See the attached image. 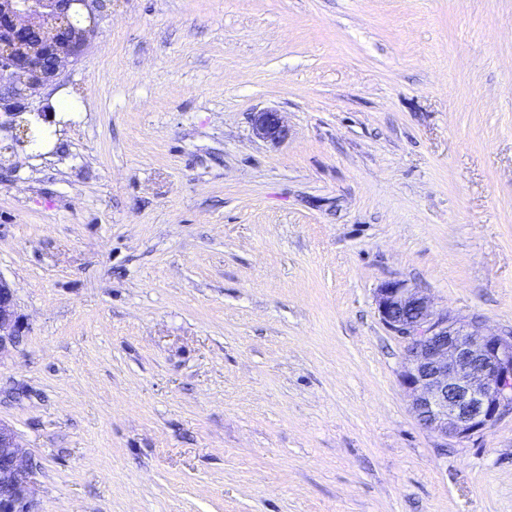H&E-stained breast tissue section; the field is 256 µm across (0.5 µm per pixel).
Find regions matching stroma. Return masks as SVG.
Instances as JSON below:
<instances>
[{
    "mask_svg": "<svg viewBox=\"0 0 512 512\" xmlns=\"http://www.w3.org/2000/svg\"><path fill=\"white\" fill-rule=\"evenodd\" d=\"M18 121L0 421L37 512H512V414L441 445L375 303L512 337V0H106ZM252 125L255 135L265 141L279 143L287 136V129L279 114L271 110L253 112ZM27 328L28 324L18 313L15 289L0 277V361L19 345Z\"/></svg>",
    "mask_w": 512,
    "mask_h": 512,
    "instance_id": "1",
    "label": "stroma"
}]
</instances>
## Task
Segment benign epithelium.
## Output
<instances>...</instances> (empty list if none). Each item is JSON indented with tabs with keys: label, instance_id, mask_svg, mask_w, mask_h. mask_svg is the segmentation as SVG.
Masks as SVG:
<instances>
[{
	"label": "benign epithelium",
	"instance_id": "7a95c632",
	"mask_svg": "<svg viewBox=\"0 0 512 512\" xmlns=\"http://www.w3.org/2000/svg\"><path fill=\"white\" fill-rule=\"evenodd\" d=\"M99 0H0V116L27 111L26 101L60 76L95 32ZM255 135L287 136L279 114L253 113ZM385 327L407 341L400 383L420 425L443 443L462 442L512 412V338L482 333L476 320L434 308L400 281L376 293ZM28 324L15 289L0 278V359L17 347ZM33 464L16 432L0 421V512H34Z\"/></svg>",
	"mask_w": 512,
	"mask_h": 512
}]
</instances>
